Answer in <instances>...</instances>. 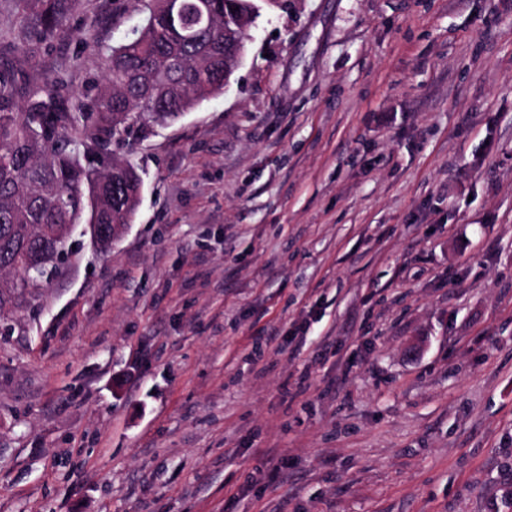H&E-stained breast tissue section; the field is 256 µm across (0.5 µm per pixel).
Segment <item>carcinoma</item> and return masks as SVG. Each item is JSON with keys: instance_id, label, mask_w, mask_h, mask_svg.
<instances>
[{"instance_id": "1", "label": "carcinoma", "mask_w": 512, "mask_h": 512, "mask_svg": "<svg viewBox=\"0 0 512 512\" xmlns=\"http://www.w3.org/2000/svg\"><path fill=\"white\" fill-rule=\"evenodd\" d=\"M142 25L101 46L92 29L81 39L102 55V78L71 94L52 90L0 64V313L35 307L31 289L58 275L74 236L106 250L116 228L132 223L143 181L112 157L145 121L169 123L224 90L234 63L224 46L246 44L260 16L258 0H134ZM20 28L3 35L36 52L67 32L80 0H14Z\"/></svg>"}]
</instances>
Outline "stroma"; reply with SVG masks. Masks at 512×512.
I'll use <instances>...</instances> for the list:
<instances>
[{"label": "stroma", "mask_w": 512, "mask_h": 512, "mask_svg": "<svg viewBox=\"0 0 512 512\" xmlns=\"http://www.w3.org/2000/svg\"><path fill=\"white\" fill-rule=\"evenodd\" d=\"M140 19L0 60L77 92ZM111 149L132 224L0 313V512H512V0L263 6Z\"/></svg>", "instance_id": "stroma-1"}]
</instances>
